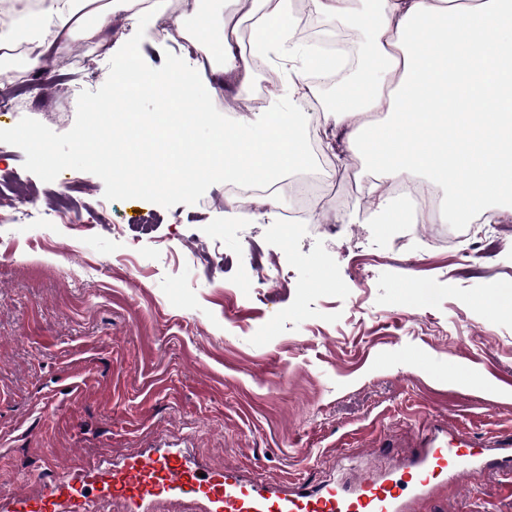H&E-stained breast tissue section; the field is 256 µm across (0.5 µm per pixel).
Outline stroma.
<instances>
[{
	"mask_svg": "<svg viewBox=\"0 0 512 512\" xmlns=\"http://www.w3.org/2000/svg\"><path fill=\"white\" fill-rule=\"evenodd\" d=\"M51 58L52 89L0 112V487L38 488L57 469L180 453L278 486L354 482L419 451L420 434L512 433V223L476 224L451 245L429 225L242 217L211 179L193 193L141 196L85 163L76 137L112 95V68L199 55L157 28ZM41 144L49 159L33 158ZM72 199L58 214L60 191ZM153 216L147 234L136 227ZM276 264L252 272L255 249ZM488 469L444 484L415 512H512Z\"/></svg>",
	"mask_w": 512,
	"mask_h": 512,
	"instance_id": "stroma-1",
	"label": "stroma"
}]
</instances>
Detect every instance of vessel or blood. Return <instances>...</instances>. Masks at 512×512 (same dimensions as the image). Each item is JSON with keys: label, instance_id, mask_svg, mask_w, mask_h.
Returning a JSON list of instances; mask_svg holds the SVG:
<instances>
[{"label": "vessel or blood", "instance_id": "1", "mask_svg": "<svg viewBox=\"0 0 512 512\" xmlns=\"http://www.w3.org/2000/svg\"><path fill=\"white\" fill-rule=\"evenodd\" d=\"M482 443L458 434L441 443L429 434L428 447L382 479L355 484L329 481L319 487H277L232 469L206 474L172 452L133 456L107 473L91 468L84 483L66 474L51 476L38 490L9 496L11 512H86V491L119 499L128 506L154 499H200L209 512H411L436 485L473 483L486 461Z\"/></svg>", "mask_w": 512, "mask_h": 512}]
</instances>
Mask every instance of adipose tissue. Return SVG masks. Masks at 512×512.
<instances>
[{"instance_id":"1","label":"adipose tissue","mask_w":512,"mask_h":512,"mask_svg":"<svg viewBox=\"0 0 512 512\" xmlns=\"http://www.w3.org/2000/svg\"><path fill=\"white\" fill-rule=\"evenodd\" d=\"M10 23L0 25V48L24 45L26 66L44 70L50 54L70 52L75 39L105 43L116 14L148 24L161 0H9ZM335 29L366 32L365 53L354 63L316 55L295 23L294 0H224L220 51L205 25L193 40L213 70L248 95L255 77L279 69L263 106L241 115L236 131L216 127L198 142L209 119L200 72L172 66L140 68L135 54L112 72L114 94L97 118L112 136L85 153L119 188L139 183L192 193L205 180L233 176L247 184L304 169L314 162L301 123L313 113L336 127V160L349 169L360 158L359 193L337 208V220L380 224L512 223V0H310ZM249 21L247 52L235 49ZM160 90L164 109L134 111L138 89ZM150 141L148 173L132 179L127 160ZM417 172L423 207L396 192Z\"/></svg>"}]
</instances>
